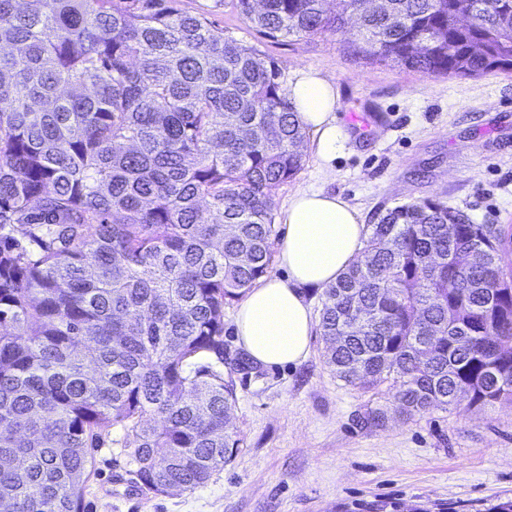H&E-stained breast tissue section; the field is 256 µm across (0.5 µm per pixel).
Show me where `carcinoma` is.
<instances>
[{
  "label": "carcinoma",
  "instance_id": "carcinoma-1",
  "mask_svg": "<svg viewBox=\"0 0 512 512\" xmlns=\"http://www.w3.org/2000/svg\"><path fill=\"white\" fill-rule=\"evenodd\" d=\"M181 0H0V500L81 512L104 436L146 494L240 448L224 309L267 275L305 132L261 51ZM234 0L266 38L342 32L442 77L512 60V0ZM512 225L434 199L325 288L327 364L406 420L512 405Z\"/></svg>",
  "mask_w": 512,
  "mask_h": 512
}]
</instances>
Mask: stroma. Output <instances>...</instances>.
Listing matches in <instances>:
<instances>
[{"label": "stroma", "mask_w": 512, "mask_h": 512, "mask_svg": "<svg viewBox=\"0 0 512 512\" xmlns=\"http://www.w3.org/2000/svg\"><path fill=\"white\" fill-rule=\"evenodd\" d=\"M207 12L225 35L274 59L283 83L297 69L332 77L342 133L331 170L307 152L295 179L273 190L282 206L296 190L322 188L379 223L397 205L433 198L476 224L512 225V73L433 77L355 59L352 33L272 41L232 0H182ZM362 113L366 129L350 122ZM235 307L224 310V370L237 395L241 447L224 470L190 492L140 491L120 449H95L85 512H345L396 501L422 512H485L512 498V406L448 408L401 420L387 393L346 385L328 367L313 334L296 366L241 367ZM383 410V424L363 419Z\"/></svg>", "instance_id": "1"}]
</instances>
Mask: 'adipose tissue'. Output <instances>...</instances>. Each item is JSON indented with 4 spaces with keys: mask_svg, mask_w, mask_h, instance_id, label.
I'll use <instances>...</instances> for the list:
<instances>
[{
    "mask_svg": "<svg viewBox=\"0 0 512 512\" xmlns=\"http://www.w3.org/2000/svg\"><path fill=\"white\" fill-rule=\"evenodd\" d=\"M322 163L336 156L338 91L332 78L300 69L288 88ZM286 232L277 249L282 275L264 277L238 307L239 342L256 363L296 365L308 354L314 317L304 293L336 282L358 257L366 227L359 210L342 195L322 189L297 190L282 206Z\"/></svg>",
    "mask_w": 512,
    "mask_h": 512,
    "instance_id": "adipose-tissue-1",
    "label": "adipose tissue"
}]
</instances>
